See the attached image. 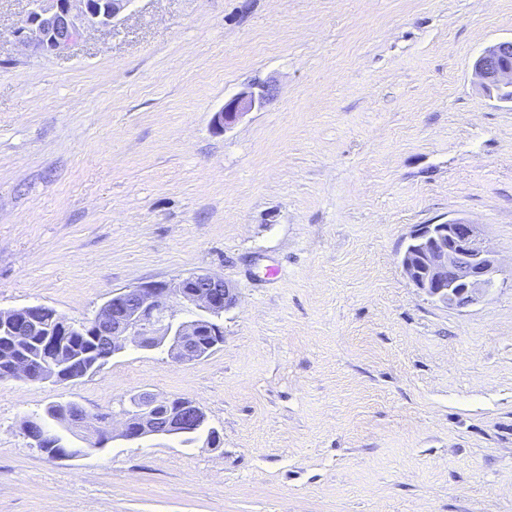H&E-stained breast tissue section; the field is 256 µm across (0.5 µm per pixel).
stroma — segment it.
Here are the masks:
<instances>
[{
  "label": "stroma",
  "mask_w": 512,
  "mask_h": 512,
  "mask_svg": "<svg viewBox=\"0 0 512 512\" xmlns=\"http://www.w3.org/2000/svg\"><path fill=\"white\" fill-rule=\"evenodd\" d=\"M28 9L0 0V311L78 322L191 273L238 304L197 361L129 345L74 383L0 380V512H512V103L472 73L512 0H133L56 55L16 41ZM451 218L502 267L461 310L399 264ZM141 390L195 400L219 447L52 459L22 433ZM276 88L273 84L265 83L257 85V91L249 90L225 101L221 111L215 114V126L223 130L234 123L239 117L256 107H261L274 99ZM23 311L29 315V319L31 320V328L33 331L41 330L45 332V322H53L57 325V330L64 331L70 327V323L67 322L64 317L56 312L51 307L38 304V305H28L22 307ZM45 330V331H43ZM84 413L83 409L76 403L68 402L65 404L51 405L46 410V417L59 424L73 427L76 426L78 417Z\"/></svg>",
  "instance_id": "35a3bbf8"
}]
</instances>
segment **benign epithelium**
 Returning a JSON list of instances; mask_svg holds the SVG:
<instances>
[{
  "label": "benign epithelium",
  "instance_id": "benign-epithelium-1",
  "mask_svg": "<svg viewBox=\"0 0 512 512\" xmlns=\"http://www.w3.org/2000/svg\"><path fill=\"white\" fill-rule=\"evenodd\" d=\"M132 0H30L31 8L14 37L24 47L46 54H60L79 40L89 27H110ZM478 85L491 97L512 101V38L487 47L473 62ZM276 88L260 84L224 102L215 114V126L223 130L239 117L274 99ZM404 276L422 293L448 308L464 309L484 300L500 272L497 255L484 242L478 225L465 219L441 224H422L409 237L400 258ZM196 314L180 320L172 308V296ZM237 303L235 288L210 273H192L178 279L175 287L161 282H141L112 292L100 307L95 322L111 337L112 354L133 343L143 350L164 348L176 362L205 358L222 344L219 319ZM32 330H45L52 322L64 331L70 327L51 307H23ZM209 336L205 345L200 337ZM119 433L95 431L94 447L103 448L119 437L128 442L145 437L196 438L208 430L207 416L191 398L158 397L137 392L112 413Z\"/></svg>",
  "mask_w": 512,
  "mask_h": 512
}]
</instances>
